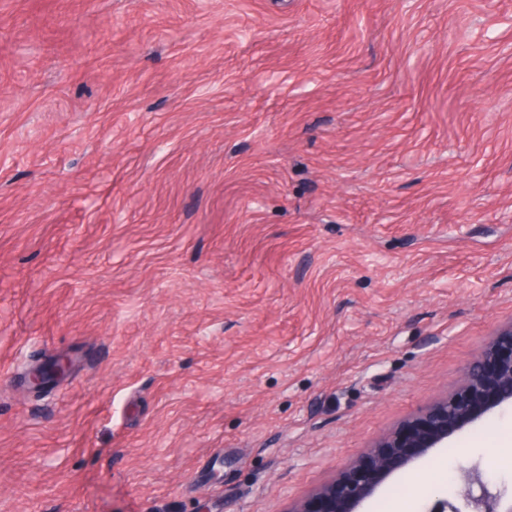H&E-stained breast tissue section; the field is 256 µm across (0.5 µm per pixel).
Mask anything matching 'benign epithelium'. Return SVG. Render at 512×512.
Returning a JSON list of instances; mask_svg holds the SVG:
<instances>
[{"instance_id":"obj_1","label":"benign epithelium","mask_w":512,"mask_h":512,"mask_svg":"<svg viewBox=\"0 0 512 512\" xmlns=\"http://www.w3.org/2000/svg\"><path fill=\"white\" fill-rule=\"evenodd\" d=\"M506 405L512 406V321L468 365L450 396L382 436L362 459L289 512H359L387 477L407 470L431 449L445 447L457 431ZM460 474L457 497L429 502L424 512H512V493L489 478L480 463L462 465Z\"/></svg>"}]
</instances>
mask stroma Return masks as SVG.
<instances>
[{"mask_svg": "<svg viewBox=\"0 0 512 512\" xmlns=\"http://www.w3.org/2000/svg\"><path fill=\"white\" fill-rule=\"evenodd\" d=\"M511 320L512 0H0V512H285Z\"/></svg>", "mask_w": 512, "mask_h": 512, "instance_id": "stroma-1", "label": "stroma"}]
</instances>
